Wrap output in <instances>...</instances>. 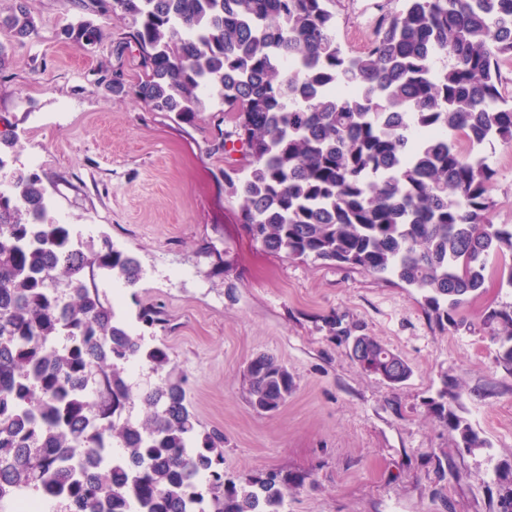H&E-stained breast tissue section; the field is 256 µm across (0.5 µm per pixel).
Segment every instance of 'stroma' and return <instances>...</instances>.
I'll use <instances>...</instances> for the list:
<instances>
[{"label":"stroma","instance_id":"obj_1","mask_svg":"<svg viewBox=\"0 0 512 512\" xmlns=\"http://www.w3.org/2000/svg\"><path fill=\"white\" fill-rule=\"evenodd\" d=\"M402 0H331L337 36L357 51L381 12ZM36 37L18 42L0 30L8 62L0 70V131L17 135L0 149L7 171L38 173L52 216L82 239L109 241L138 260L143 276L124 289L123 309L160 305L165 326L151 329L169 347L201 429L224 434V470L276 472L294 489L286 512H495L486 485L512 461V377L496 368L486 306L512 303V288L489 279L460 311L467 329L430 319L409 288L323 261L293 260L254 241L224 197L223 156L210 154V116L194 122L152 112L99 83L117 71L139 78L138 52H112L124 25L112 21L83 50L60 33L83 17L70 0H30ZM497 172L493 219L512 224V150L488 153ZM358 324L411 367L393 386L361 372L347 343L330 335L328 316ZM275 357L294 377L288 402L259 414L247 400L244 371ZM457 409L489 446L458 448L425 403L445 385Z\"/></svg>","mask_w":512,"mask_h":512}]
</instances>
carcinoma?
I'll return each mask as SVG.
<instances>
[{"label":"carcinoma","instance_id":"1","mask_svg":"<svg viewBox=\"0 0 512 512\" xmlns=\"http://www.w3.org/2000/svg\"><path fill=\"white\" fill-rule=\"evenodd\" d=\"M331 0H78L77 48L116 18V55L138 51L127 91L152 112L191 122L213 108L210 151L241 158L226 198L253 240L293 260L346 265L416 289L431 319L458 329L488 277L512 288V224L491 218L496 171L486 147L512 149V104L498 62L512 58V0H404L356 52L336 35ZM17 41L38 33L28 0L0 16ZM42 178L0 189V512L26 495L62 512H283L288 479L224 472V434L199 429L169 349L119 318L104 279L137 286L140 264L103 240H81L49 215ZM137 322H165L156 306ZM496 366L512 375V303L485 310ZM334 336L359 337L360 370L392 385L407 362L335 315ZM138 360L157 382L127 381ZM250 406L278 410L294 391L270 356L247 367ZM453 386L428 403L458 446L485 438L456 413ZM140 414L132 416L134 406ZM496 512H512V463L496 472Z\"/></svg>","mask_w":512,"mask_h":512}]
</instances>
